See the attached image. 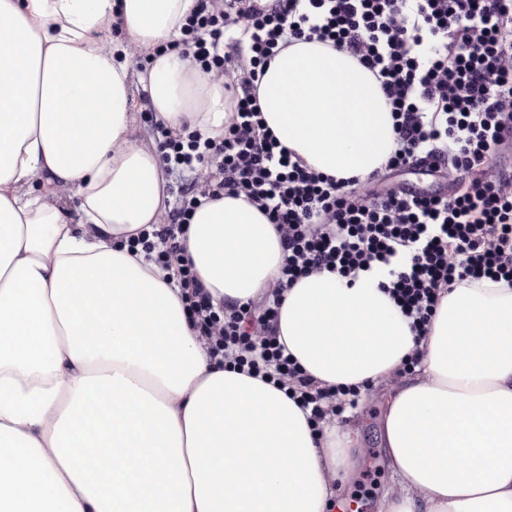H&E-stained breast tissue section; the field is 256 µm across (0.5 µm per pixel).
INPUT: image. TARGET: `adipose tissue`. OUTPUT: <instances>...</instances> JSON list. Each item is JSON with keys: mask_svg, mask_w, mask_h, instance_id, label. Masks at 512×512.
Segmentation results:
<instances>
[{"mask_svg": "<svg viewBox=\"0 0 512 512\" xmlns=\"http://www.w3.org/2000/svg\"><path fill=\"white\" fill-rule=\"evenodd\" d=\"M194 5L0 0V512H329L360 465L357 430H314L284 389L211 359L168 271L128 246L169 198L136 137L128 45L151 54L139 79L158 120L214 137L230 118L223 81L153 53ZM259 103L325 175L366 177L393 151L376 79L334 49L282 51ZM184 245L217 299L262 295L282 261L240 197L196 209ZM278 330L321 385L397 378L418 358L384 395L400 491L379 512H512V285L448 290L418 337L375 281L314 273L286 291Z\"/></svg>", "mask_w": 512, "mask_h": 512, "instance_id": "obj_1", "label": "adipose tissue"}]
</instances>
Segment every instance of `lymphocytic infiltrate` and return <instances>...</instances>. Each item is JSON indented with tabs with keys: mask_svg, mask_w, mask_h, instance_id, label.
Listing matches in <instances>:
<instances>
[{
	"mask_svg": "<svg viewBox=\"0 0 512 512\" xmlns=\"http://www.w3.org/2000/svg\"><path fill=\"white\" fill-rule=\"evenodd\" d=\"M347 54L380 84L395 148L365 179L313 169L270 132L258 84L272 58L299 42ZM223 78V135L154 124L159 159L188 173L162 223L133 246L172 271L184 309L212 359L287 384L313 422L357 406L362 386L318 387L277 336L288 288L327 270L354 284L378 272L416 335L442 293L485 279L512 283V0H195L179 39L157 46ZM426 168L435 189L405 195L396 172ZM244 197L274 224L279 277L260 299L214 300L182 239L205 201Z\"/></svg>",
	"mask_w": 512,
	"mask_h": 512,
	"instance_id": "1",
	"label": "lymphocytic infiltrate"
}]
</instances>
